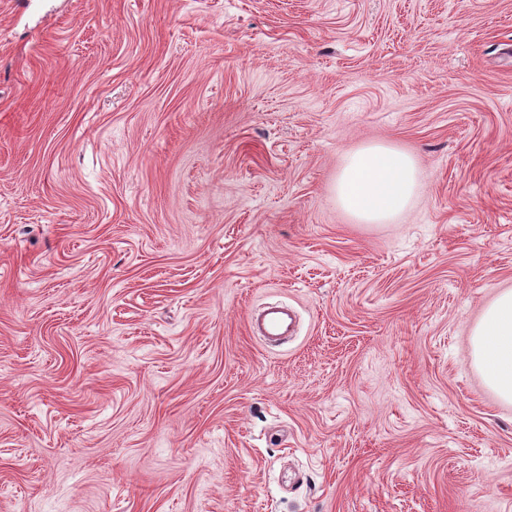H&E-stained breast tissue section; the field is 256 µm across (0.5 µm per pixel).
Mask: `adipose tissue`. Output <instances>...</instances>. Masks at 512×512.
I'll return each mask as SVG.
<instances>
[{
    "label": "adipose tissue",
    "mask_w": 512,
    "mask_h": 512,
    "mask_svg": "<svg viewBox=\"0 0 512 512\" xmlns=\"http://www.w3.org/2000/svg\"><path fill=\"white\" fill-rule=\"evenodd\" d=\"M414 157L396 146L373 143L349 152L336 174L339 209L361 224L398 220L421 191ZM475 367L501 401L512 403V289L500 291L471 331Z\"/></svg>",
    "instance_id": "1"
}]
</instances>
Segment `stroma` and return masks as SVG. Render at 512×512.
Segmentation results:
<instances>
[{
	"label": "stroma",
	"instance_id": "stroma-1",
	"mask_svg": "<svg viewBox=\"0 0 512 512\" xmlns=\"http://www.w3.org/2000/svg\"><path fill=\"white\" fill-rule=\"evenodd\" d=\"M0 0V512H512V0ZM382 142L423 190L335 204ZM296 315L267 347L269 304ZM414 157L396 146L373 143L349 152L336 173V206L359 224L398 220L421 191ZM470 336L475 367L497 398L512 403L511 288H504L485 307Z\"/></svg>",
	"mask_w": 512,
	"mask_h": 512
}]
</instances>
